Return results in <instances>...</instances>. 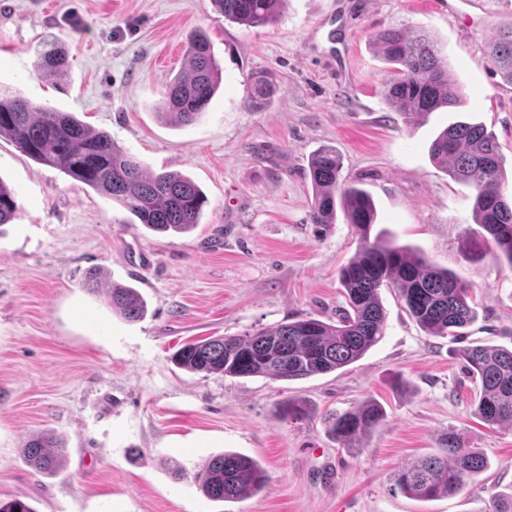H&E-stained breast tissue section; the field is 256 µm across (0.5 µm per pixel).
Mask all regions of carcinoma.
Masks as SVG:
<instances>
[{"label":"carcinoma","instance_id":"obj_1","mask_svg":"<svg viewBox=\"0 0 512 512\" xmlns=\"http://www.w3.org/2000/svg\"><path fill=\"white\" fill-rule=\"evenodd\" d=\"M224 20L246 26L274 22L283 0H212ZM390 67L385 81L389 108L411 124L416 117L453 108L462 97L448 73V60L432 41L399 26L378 30L372 39ZM190 67L169 86L163 116L188 125L197 121L216 93L222 69L204 34L188 42ZM490 61L512 84V27L499 31ZM64 59L44 53L41 71H59ZM273 87L271 75L251 78L250 103L262 108ZM0 137L10 139L34 161L48 165L125 207L141 224L158 233L183 234L200 223L206 197L190 178L176 172L150 174L134 155L124 151L104 130H92L71 112L36 105L0 92ZM432 159L457 183L475 191L474 217L494 243L497 256L512 268V202L500 186L505 162L494 134L482 125L455 123L443 129L430 146ZM342 157L326 146L308 165L313 190L311 220L321 234L336 223L342 209L357 230L360 244L339 272L347 307L336 321L307 317L277 324L253 336L208 337L184 344L172 356L179 368L226 377L263 376L292 381L323 375L358 361L385 335L386 315L380 290L398 293L406 310L431 336L456 338L476 317L471 288L448 269L438 268L409 249L371 237L376 210L370 195L342 179ZM12 189L0 180V224L15 216ZM82 286L102 295L113 311L134 322L145 303L132 287L105 280L98 268L85 271ZM464 370L480 384L475 415L488 424H512V350L487 345L462 348ZM385 418L382 407L365 402L325 418L327 432L342 448H361ZM65 456L64 442L54 434L29 439L23 449L28 467L55 472ZM484 449L470 448L448 432L433 455L402 469L396 484L407 494L433 499L461 491L487 468ZM203 494L214 501H234L262 490L268 476L253 458L226 452L210 458L198 476Z\"/></svg>","mask_w":512,"mask_h":512}]
</instances>
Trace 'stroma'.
<instances>
[{"label":"stroma","instance_id":"obj_1","mask_svg":"<svg viewBox=\"0 0 512 512\" xmlns=\"http://www.w3.org/2000/svg\"><path fill=\"white\" fill-rule=\"evenodd\" d=\"M389 25L427 35L465 97L411 125L384 98L386 65L371 42ZM512 0H286L277 20L244 26L211 0H0V89L108 131L150 172L191 178L207 202L185 234H160L126 208L0 138V179L16 217L0 226V500L35 512H487L512 492V428L472 406L476 384L458 342L428 335L394 290L381 289L382 340L357 362L308 379L195 374L183 344L246 336L345 305L339 271L358 238L344 214L317 235L308 160L333 146L343 175L373 199L374 232L470 285L468 341L512 349V268L483 244L474 191L450 179L429 147L457 122L493 132L512 194V85L489 59ZM205 33L223 74L207 110L174 126L159 112ZM65 59L41 73L47 43ZM274 73L268 106L248 104L249 77ZM139 290L130 322L82 286L87 269ZM373 399L386 413L362 447L345 450L323 418ZM304 404L295 420L285 401ZM484 449L489 466L463 490L419 500L396 473L448 432ZM66 442L63 466L31 470L30 436ZM237 452L269 475L257 494L207 498L196 475ZM181 465L178 476L173 465Z\"/></svg>","mask_w":512,"mask_h":512}]
</instances>
